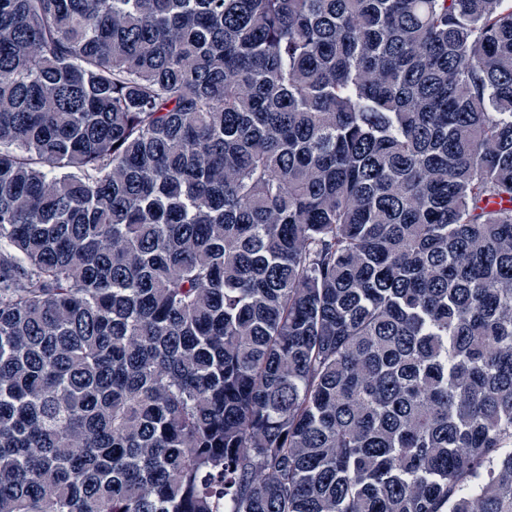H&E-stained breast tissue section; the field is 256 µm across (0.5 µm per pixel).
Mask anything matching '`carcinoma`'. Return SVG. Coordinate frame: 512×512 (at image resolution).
<instances>
[{
    "label": "carcinoma",
    "instance_id": "cac0c4a2",
    "mask_svg": "<svg viewBox=\"0 0 512 512\" xmlns=\"http://www.w3.org/2000/svg\"><path fill=\"white\" fill-rule=\"evenodd\" d=\"M0 512H512V0H0Z\"/></svg>",
    "mask_w": 512,
    "mask_h": 512
}]
</instances>
